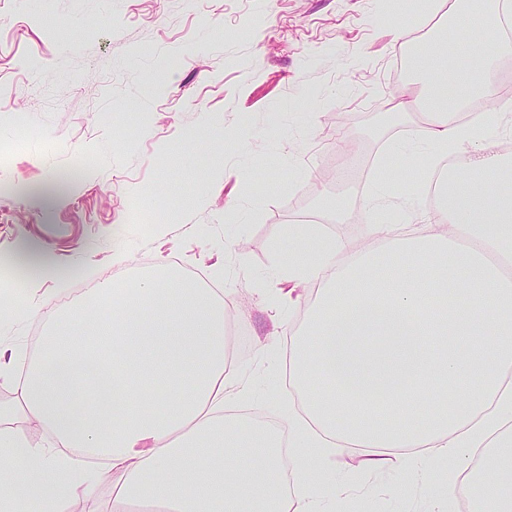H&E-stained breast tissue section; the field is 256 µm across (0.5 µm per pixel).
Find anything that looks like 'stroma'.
Instances as JSON below:
<instances>
[{
    "instance_id": "obj_1",
    "label": "stroma",
    "mask_w": 512,
    "mask_h": 512,
    "mask_svg": "<svg viewBox=\"0 0 512 512\" xmlns=\"http://www.w3.org/2000/svg\"><path fill=\"white\" fill-rule=\"evenodd\" d=\"M452 0L415 20L389 0H0V293L21 291L14 252L51 245L71 274L46 280L27 307H66L107 280L161 262L225 289L240 327L232 366L246 393L226 413L287 425L297 406L288 349L302 310L275 278L303 213L323 233L366 243L367 195L382 169L421 202L420 169L389 154L424 116L381 121L406 82L394 33L444 28ZM85 157L90 180L53 202L35 187ZM339 199L344 223L321 210ZM45 329L0 315V347L28 364ZM372 490L336 501L362 512H431L395 467Z\"/></svg>"
}]
</instances>
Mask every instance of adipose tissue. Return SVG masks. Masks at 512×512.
<instances>
[{
  "label": "adipose tissue",
  "instance_id": "ef3b65f1",
  "mask_svg": "<svg viewBox=\"0 0 512 512\" xmlns=\"http://www.w3.org/2000/svg\"><path fill=\"white\" fill-rule=\"evenodd\" d=\"M511 14L512 0H453L448 24L468 40L439 33L407 56L426 91L427 120L414 131L426 150L417 158L436 175L424 233L373 224L383 248L354 253L343 239L292 225L286 300L298 306L311 290L315 301L288 362L301 402L287 446L225 416L243 385L229 367L223 293L187 283L167 298L180 275L162 262L70 307L32 312L12 298L20 316L46 329L41 354L14 386L23 416L51 440L32 443L0 414V507L64 512L84 497L97 501L95 512H324V498L350 484L311 488L349 443L367 449L365 474L414 469L434 512L461 497L482 512H512V154L495 138L512 124V94L498 78L512 59L501 26ZM476 101L485 113L462 121ZM461 154L465 164L444 166ZM18 263L31 294L64 271L42 246ZM345 376L386 387L385 399L353 394ZM242 448L255 461L240 469ZM479 452L483 475L462 480ZM91 458L108 464L111 499L100 497Z\"/></svg>",
  "mask_w": 512,
  "mask_h": 512
}]
</instances>
